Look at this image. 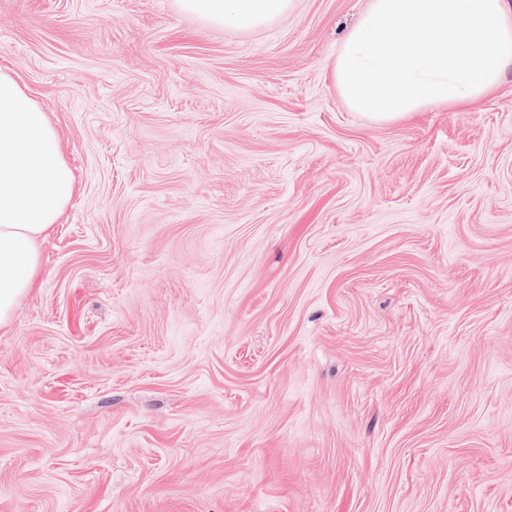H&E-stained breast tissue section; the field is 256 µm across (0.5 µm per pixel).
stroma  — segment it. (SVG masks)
Wrapping results in <instances>:
<instances>
[{"mask_svg":"<svg viewBox=\"0 0 512 512\" xmlns=\"http://www.w3.org/2000/svg\"><path fill=\"white\" fill-rule=\"evenodd\" d=\"M369 4L0 0L75 179L0 328V512H512V69L352 111ZM294 0H178L179 8L213 25L251 29L271 23L292 9Z\"/></svg>","mask_w":512,"mask_h":512,"instance_id":"1","label":"stroma"}]
</instances>
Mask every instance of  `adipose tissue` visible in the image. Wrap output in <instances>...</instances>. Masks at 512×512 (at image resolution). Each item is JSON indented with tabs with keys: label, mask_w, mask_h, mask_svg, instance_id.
I'll return each mask as SVG.
<instances>
[{
	"label": "adipose tissue",
	"mask_w": 512,
	"mask_h": 512,
	"mask_svg": "<svg viewBox=\"0 0 512 512\" xmlns=\"http://www.w3.org/2000/svg\"><path fill=\"white\" fill-rule=\"evenodd\" d=\"M180 9L213 25L251 29L291 10L293 0H178ZM74 175L59 132L14 76L0 72V327L35 288L41 243L59 222Z\"/></svg>",
	"instance_id": "ef3b65f1"
}]
</instances>
